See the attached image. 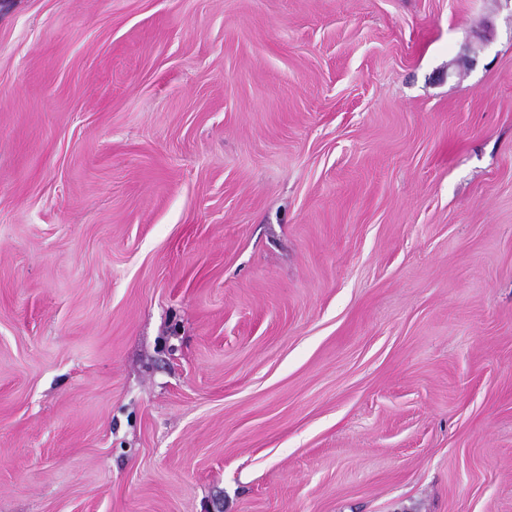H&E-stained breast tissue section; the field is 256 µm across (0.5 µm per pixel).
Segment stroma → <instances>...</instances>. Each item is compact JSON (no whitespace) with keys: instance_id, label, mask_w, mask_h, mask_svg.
<instances>
[{"instance_id":"stroma-1","label":"stroma","mask_w":512,"mask_h":512,"mask_svg":"<svg viewBox=\"0 0 512 512\" xmlns=\"http://www.w3.org/2000/svg\"><path fill=\"white\" fill-rule=\"evenodd\" d=\"M0 512H512V0H0Z\"/></svg>"}]
</instances>
